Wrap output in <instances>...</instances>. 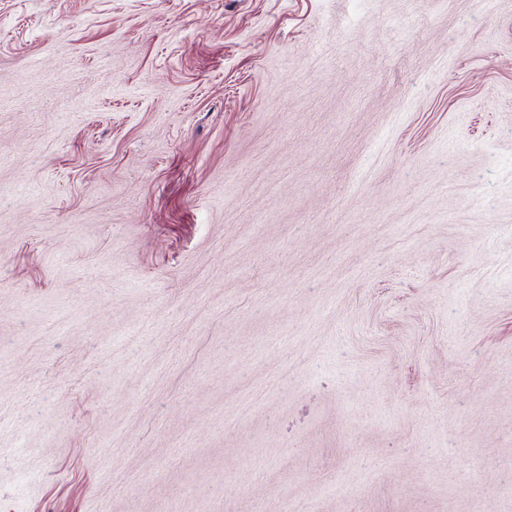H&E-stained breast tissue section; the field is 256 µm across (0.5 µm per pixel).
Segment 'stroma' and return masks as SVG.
I'll use <instances>...</instances> for the list:
<instances>
[{"mask_svg": "<svg viewBox=\"0 0 512 512\" xmlns=\"http://www.w3.org/2000/svg\"><path fill=\"white\" fill-rule=\"evenodd\" d=\"M512 512V0H0V512Z\"/></svg>", "mask_w": 512, "mask_h": 512, "instance_id": "stroma-1", "label": "stroma"}]
</instances>
